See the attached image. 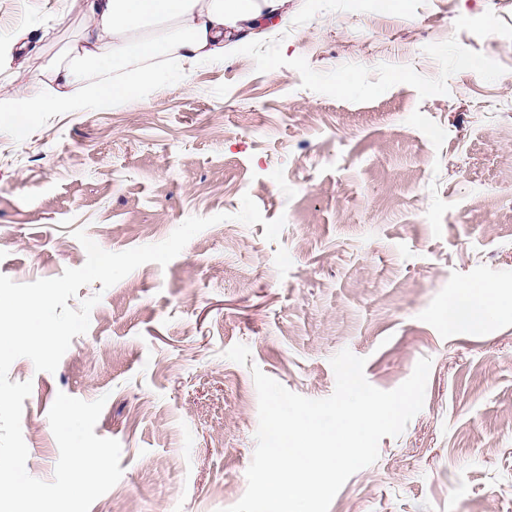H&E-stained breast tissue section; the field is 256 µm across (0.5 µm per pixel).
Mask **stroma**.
<instances>
[{
  "mask_svg": "<svg viewBox=\"0 0 512 512\" xmlns=\"http://www.w3.org/2000/svg\"><path fill=\"white\" fill-rule=\"evenodd\" d=\"M39 42L0 61V94L47 69L85 25L80 0H0V39ZM138 107L43 112L0 125V274L18 283L84 265V230L121 252L191 216L227 214L167 266L146 263L100 295L55 372L26 358V469L52 480L58 393L106 403L120 481L90 512H223L256 447L252 371L311 399L331 358H365L396 389L421 358L422 410L329 512H512V308L480 327L444 323L464 282L512 296V0H288ZM276 69L268 71L264 63ZM358 76L363 90L340 95ZM265 220L235 221L243 195Z\"/></svg>",
  "mask_w": 512,
  "mask_h": 512,
  "instance_id": "1",
  "label": "stroma"
}]
</instances>
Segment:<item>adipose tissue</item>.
<instances>
[{
    "label": "adipose tissue",
    "mask_w": 512,
    "mask_h": 512,
    "mask_svg": "<svg viewBox=\"0 0 512 512\" xmlns=\"http://www.w3.org/2000/svg\"><path fill=\"white\" fill-rule=\"evenodd\" d=\"M85 26L61 61L0 97V121L26 131L41 112L137 107L175 73L223 60L233 33L288 15V0H82ZM491 284H466L442 318L477 326L498 310Z\"/></svg>",
    "instance_id": "1"
}]
</instances>
